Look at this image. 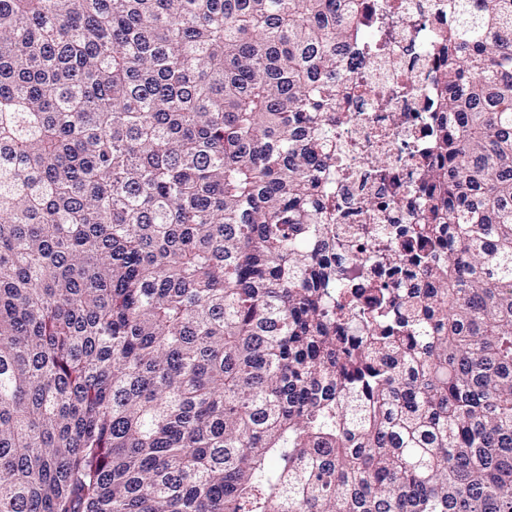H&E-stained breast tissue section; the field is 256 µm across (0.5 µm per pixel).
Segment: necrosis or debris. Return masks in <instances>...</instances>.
Returning <instances> with one entry per match:
<instances>
[{
    "label": "necrosis or debris",
    "instance_id": "4bbe7bcc",
    "mask_svg": "<svg viewBox=\"0 0 512 512\" xmlns=\"http://www.w3.org/2000/svg\"><path fill=\"white\" fill-rule=\"evenodd\" d=\"M380 0H363L359 35L347 54L349 74L367 73L364 86L353 88L345 106L348 118L338 123V162L350 179H337L334 194L346 201L344 225L354 229L351 261L338 255L350 280L373 270L380 258L370 244L380 224H399L407 211L381 209L400 183L420 181L422 160L407 161L399 146L408 139L430 146L438 88L433 75L439 59L429 47L448 22L439 0H405L389 30H381L374 15Z\"/></svg>",
    "mask_w": 512,
    "mask_h": 512
}]
</instances>
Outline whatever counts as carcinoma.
Listing matches in <instances>:
<instances>
[{"label": "carcinoma", "mask_w": 512, "mask_h": 512, "mask_svg": "<svg viewBox=\"0 0 512 512\" xmlns=\"http://www.w3.org/2000/svg\"><path fill=\"white\" fill-rule=\"evenodd\" d=\"M444 8L359 290L358 0H0V512H512V0Z\"/></svg>", "instance_id": "obj_1"}]
</instances>
